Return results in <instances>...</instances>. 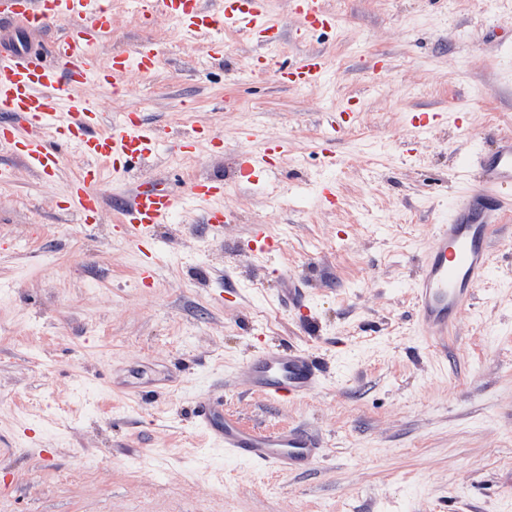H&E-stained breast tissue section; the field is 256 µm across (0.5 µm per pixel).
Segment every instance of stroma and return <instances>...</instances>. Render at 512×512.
Returning a JSON list of instances; mask_svg holds the SVG:
<instances>
[{"instance_id":"35a3bbf8","label":"stroma","mask_w":512,"mask_h":512,"mask_svg":"<svg viewBox=\"0 0 512 512\" xmlns=\"http://www.w3.org/2000/svg\"><path fill=\"white\" fill-rule=\"evenodd\" d=\"M323 2L336 25L308 33L269 0L284 60L327 59L325 82L300 90L251 68L244 35L224 34L215 60L206 37L145 20L143 0H112L103 52L146 41L158 69L131 73L124 96L88 93L163 140L152 165L103 169L100 223L63 208L75 150L49 183L0 150V512H512V219L446 340L417 322L412 288L434 225L478 186L469 155L512 133V0ZM352 97L358 122L331 132L326 116ZM423 109L445 118L417 128ZM194 122L222 156L184 151ZM253 128L293 145L258 189L231 179ZM153 172L174 177L184 207L155 233L144 288L112 203ZM201 174L228 180L220 242L190 200ZM325 182L335 206L318 200ZM257 227L274 255L248 250ZM292 277L312 328L282 297ZM274 344L322 361L316 395L282 403L244 385L246 360ZM209 400L250 427L307 429L326 456L288 475L226 456L195 418Z\"/></svg>"}]
</instances>
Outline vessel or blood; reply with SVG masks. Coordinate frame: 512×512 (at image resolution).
<instances>
[{
  "instance_id": "1",
  "label": "vessel or blood",
  "mask_w": 512,
  "mask_h": 512,
  "mask_svg": "<svg viewBox=\"0 0 512 512\" xmlns=\"http://www.w3.org/2000/svg\"><path fill=\"white\" fill-rule=\"evenodd\" d=\"M290 5L305 29L335 24L322 0H290ZM145 11L177 18L197 31L221 26L246 33L264 48L254 60L255 67L274 71L288 87L310 89L326 78V58L318 52L288 67L277 66L274 48L282 38L281 25L270 15L267 0H224L217 12L206 9L202 0H147ZM55 22L65 25L62 36L53 42L56 64L19 49L0 57V113L8 117L0 124V147L48 181L61 171L66 149L75 148L86 164L69 184L66 206L78 212L83 222L96 223L104 204L97 190L102 164L122 175L130 160L151 161L158 153L160 133L134 114L115 119L101 112L82 89L93 83L120 90L129 73L153 75L157 55L138 44L113 49L108 58H101L99 47L112 33L110 0H9L8 7L0 10V30L6 32L43 31ZM291 150L285 140L260 150H240L234 157L237 181L255 185L275 175L279 162ZM469 164L477 170L480 185L452 204L447 223L436 225L413 282L418 320L440 338L447 337L483 281L490 263L491 237L512 209L499 194L503 187L512 186V137H498L493 151L474 153ZM190 194L206 206V221L214 233H222L227 221L220 206L223 179L195 177ZM181 206L165 177L138 180L119 204L116 230L130 247L142 249ZM323 378V366L316 357L282 345L258 351L243 368L249 390L281 402L314 395ZM198 416L226 455L281 474L308 466L325 453L322 440L306 429L248 427L226 413L219 402L203 404Z\"/></svg>"
}]
</instances>
